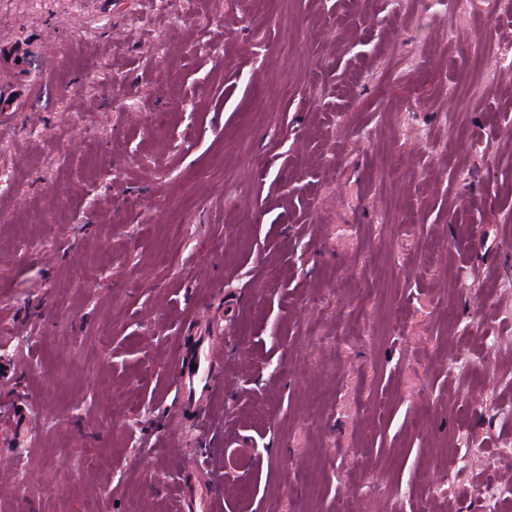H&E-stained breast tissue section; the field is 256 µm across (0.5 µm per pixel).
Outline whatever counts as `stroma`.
Wrapping results in <instances>:
<instances>
[{
    "mask_svg": "<svg viewBox=\"0 0 512 512\" xmlns=\"http://www.w3.org/2000/svg\"><path fill=\"white\" fill-rule=\"evenodd\" d=\"M2 46L0 512L512 503L500 0H0ZM214 353L215 347L213 345L208 348L203 346L195 347L183 361L179 384L185 402L195 397L197 386L201 385V392L212 390L215 386L216 380L213 371ZM192 364H196L195 369H192Z\"/></svg>",
    "mask_w": 512,
    "mask_h": 512,
    "instance_id": "obj_1",
    "label": "stroma"
}]
</instances>
